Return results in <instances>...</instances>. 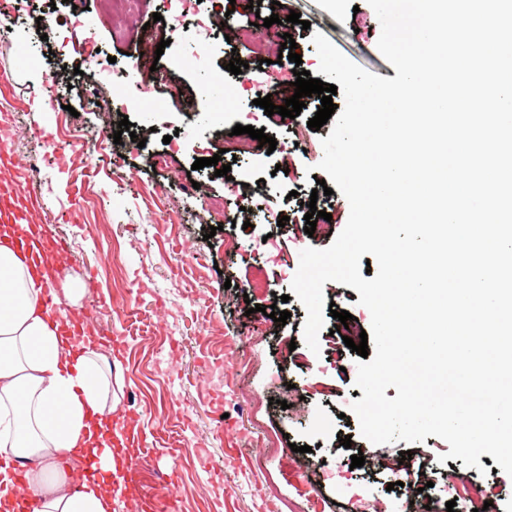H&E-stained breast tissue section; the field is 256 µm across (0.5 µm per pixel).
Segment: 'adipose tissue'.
Segmentation results:
<instances>
[{"label":"adipose tissue","instance_id":"obj_1","mask_svg":"<svg viewBox=\"0 0 512 512\" xmlns=\"http://www.w3.org/2000/svg\"><path fill=\"white\" fill-rule=\"evenodd\" d=\"M31 232L0 225V456L24 470L34 512H117L111 489L83 475L89 457L111 472L122 436L104 428L113 408L98 340L72 338L65 309L43 306L56 271Z\"/></svg>","mask_w":512,"mask_h":512}]
</instances>
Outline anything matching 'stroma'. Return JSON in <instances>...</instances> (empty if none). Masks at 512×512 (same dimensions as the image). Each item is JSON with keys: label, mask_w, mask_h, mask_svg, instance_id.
<instances>
[{"label": "stroma", "mask_w": 512, "mask_h": 512, "mask_svg": "<svg viewBox=\"0 0 512 512\" xmlns=\"http://www.w3.org/2000/svg\"><path fill=\"white\" fill-rule=\"evenodd\" d=\"M84 3L82 19L97 48L123 72L108 84L84 62L70 0H0V9L19 12L25 26L20 39L0 27V158L11 164L17 197H26L29 184L38 187L27 219L67 242L55 285L81 288L71 316H88L89 327L123 341L102 353L112 371L113 416L126 423L142 468L138 498H177L178 512H303L313 487L324 512H349L356 499L367 512H416L420 501L430 512H446L450 500L457 512H468L445 478L451 467L463 480L491 488L489 512H512V477L500 470L483 475L448 458L443 439L378 446L362 437L350 411L358 354L347 347L316 354L304 343L307 312L290 295L300 253L329 247L348 220L349 204L335 195L326 234L311 236L288 194L316 188L310 169L323 158L321 141L331 124L308 130L301 149L291 142L293 128L305 124L299 115L275 131L273 152L237 161L223 156L229 177L216 176L211 166L194 169L196 159L213 157L220 146L203 133L185 138L207 103L199 92L202 77L186 61L194 31L168 32L178 0H139L137 12L120 21L108 16L105 0ZM218 3L234 6L241 26L278 14L283 23L276 33L292 35L307 71L320 65L312 42L319 32L357 65L387 79L397 75L377 48L380 23L367 0H286L279 8L262 0L256 11L249 0H201L199 9ZM293 11L309 29L287 22ZM211 40L212 67L233 92L227 109L211 113L212 128L227 134L238 124L265 127L255 101L293 81V62L279 61L278 50L260 55L251 48L240 55L247 69L234 75L225 67L239 38L217 30ZM87 85L97 87L95 98L81 94ZM146 85L154 86L162 107L150 117L132 102ZM170 85L181 89L180 98L168 95ZM188 100L194 111L185 110ZM123 114L131 131L120 135ZM29 162L34 172L26 171ZM250 185L263 208L245 210ZM269 210L286 215L285 225L266 223ZM210 226L217 233L207 242ZM259 270L267 291L249 293ZM252 304L259 312L249 313ZM270 305L288 311L286 323L263 315ZM290 343L306 369L285 357ZM218 357L224 394L210 397L204 388ZM284 401L289 409H281ZM345 437L350 446L342 445ZM355 449L364 466L352 467ZM406 450L427 466L430 485L416 494L393 485ZM314 458L323 462L316 475L309 466ZM171 467L180 476L174 491L164 480Z\"/></svg>", "instance_id": "stroma-1"}]
</instances>
